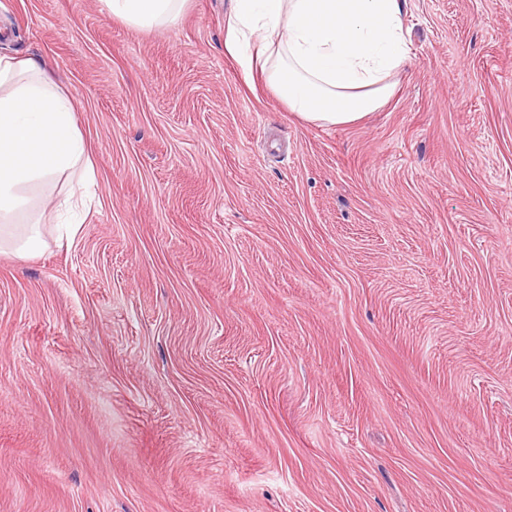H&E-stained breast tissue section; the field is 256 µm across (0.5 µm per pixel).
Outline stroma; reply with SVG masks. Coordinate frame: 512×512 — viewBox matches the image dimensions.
I'll return each instance as SVG.
<instances>
[{
	"mask_svg": "<svg viewBox=\"0 0 512 512\" xmlns=\"http://www.w3.org/2000/svg\"><path fill=\"white\" fill-rule=\"evenodd\" d=\"M230 5L0 0L93 168L0 253V512H512V0H406L343 126L245 76ZM185 2L186 0H106L112 16L141 26L174 22L181 14ZM38 222H31L28 236L25 241L20 240L17 235L18 227H7L9 224L0 225V250L3 246L12 250L18 257H26L39 239Z\"/></svg>",
	"mask_w": 512,
	"mask_h": 512,
	"instance_id": "obj_1",
	"label": "stroma"
}]
</instances>
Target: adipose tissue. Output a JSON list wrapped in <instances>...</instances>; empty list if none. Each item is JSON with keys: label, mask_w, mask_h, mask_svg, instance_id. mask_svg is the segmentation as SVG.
<instances>
[{"label": "adipose tissue", "mask_w": 512, "mask_h": 512, "mask_svg": "<svg viewBox=\"0 0 512 512\" xmlns=\"http://www.w3.org/2000/svg\"><path fill=\"white\" fill-rule=\"evenodd\" d=\"M186 0H106L116 18L151 26L174 22ZM404 0H234L224 46H252L268 86L302 120L356 123L391 97L392 76L407 58ZM0 247L26 257L38 239L10 227L27 211L31 190L58 178L87 177L91 163L71 98L45 62L0 57Z\"/></svg>", "instance_id": "ef3b65f1"}]
</instances>
